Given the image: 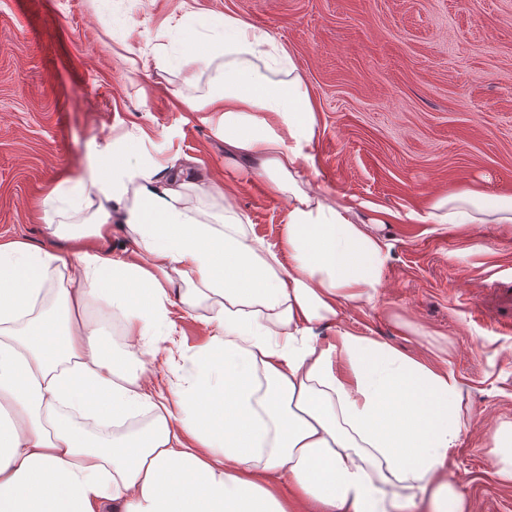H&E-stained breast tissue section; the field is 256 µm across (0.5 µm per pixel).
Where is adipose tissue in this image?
<instances>
[{
    "label": "adipose tissue",
    "instance_id": "obj_1",
    "mask_svg": "<svg viewBox=\"0 0 512 512\" xmlns=\"http://www.w3.org/2000/svg\"><path fill=\"white\" fill-rule=\"evenodd\" d=\"M177 26L207 49L180 67H215L206 96L178 101L287 198L280 239L142 132L50 189L46 244L0 241V512H470L451 463L471 423L462 379L339 323L378 297L388 212L311 182L319 116L268 32L189 7ZM412 218L512 224V194L473 184ZM176 308L212 340L170 381L154 367ZM112 318L120 355L102 343Z\"/></svg>",
    "mask_w": 512,
    "mask_h": 512
}]
</instances>
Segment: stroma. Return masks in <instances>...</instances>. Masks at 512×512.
I'll return each mask as SVG.
<instances>
[{
    "label": "stroma",
    "instance_id": "35a3bbf8",
    "mask_svg": "<svg viewBox=\"0 0 512 512\" xmlns=\"http://www.w3.org/2000/svg\"><path fill=\"white\" fill-rule=\"evenodd\" d=\"M292 54L320 119L313 183L364 212L392 213L391 260L374 304L341 323L411 355L441 349L468 388L453 451L472 512H512L496 474L495 423L512 421V228L417 224L412 212L478 183L512 194V0H195ZM180 0H0V238L45 242L41 203L113 134L144 131L156 157L197 159L256 232L278 241L284 198L177 106L201 98L155 65L181 48Z\"/></svg>",
    "mask_w": 512,
    "mask_h": 512
}]
</instances>
